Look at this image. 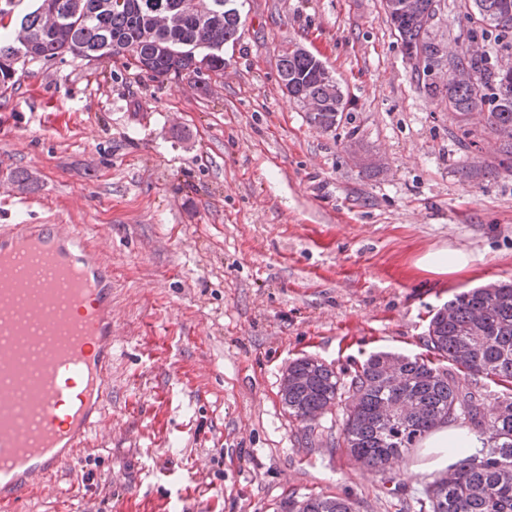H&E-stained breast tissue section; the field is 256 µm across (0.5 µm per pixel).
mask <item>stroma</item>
<instances>
[{
    "label": "stroma",
    "mask_w": 512,
    "mask_h": 512,
    "mask_svg": "<svg viewBox=\"0 0 512 512\" xmlns=\"http://www.w3.org/2000/svg\"><path fill=\"white\" fill-rule=\"evenodd\" d=\"M208 85L119 59L17 64L0 84V224H85L112 258V392L83 462L30 512H283L311 494L418 512L429 473L334 446L343 411L291 418L281 377L315 357L349 378L378 351L427 353L461 291L512 280V156L482 115L429 98L382 0H238ZM456 0L432 34L470 45ZM299 44L348 102L312 126L278 58ZM22 171L25 182L8 175ZM457 250L459 273L420 268Z\"/></svg>",
    "instance_id": "obj_1"
}]
</instances>
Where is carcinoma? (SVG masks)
Instances as JSON below:
<instances>
[{
    "mask_svg": "<svg viewBox=\"0 0 512 512\" xmlns=\"http://www.w3.org/2000/svg\"><path fill=\"white\" fill-rule=\"evenodd\" d=\"M60 21L49 25L43 0L9 27L11 2L0 3V82L15 74L19 60L53 59L70 54L82 59L122 58L126 66L156 76L188 75L207 83L224 74V45L237 40L240 12L216 9V0H51ZM422 8L388 14L401 42L403 57L414 74L417 60L436 59L438 45L428 26L431 0ZM504 0H461L465 18L471 12L492 13L490 27L512 30V8L496 11ZM455 69L469 70L475 81L448 79L423 88L432 98L446 101L448 111L462 118L486 113L491 130L505 138L512 154V69L496 70L490 57L464 54L448 59ZM279 77L288 78V95L300 93L314 102L310 121L329 131L339 124L346 107L344 96L329 91L320 60L291 45L278 59ZM427 348L456 367L451 371L428 357L399 361L398 385L385 384L387 352L370 355L361 370L347 381L325 363L302 357L288 366L295 383L282 395L288 414L312 423L322 409L344 401L342 445L351 460L381 473L384 464L410 452L420 438L442 423L466 424L480 433L490 429L484 448H467L465 457L427 483L418 498L419 512H512V397L499 403L497 414L485 422L481 414V386L460 388L456 372L464 371L495 384L512 385V282H498L464 291L430 319ZM401 404L411 408L402 418L382 420L378 409ZM285 512H357L355 502L335 495H310L288 500Z\"/></svg>",
    "mask_w": 512,
    "mask_h": 512,
    "instance_id": "carcinoma-1",
    "label": "carcinoma"
}]
</instances>
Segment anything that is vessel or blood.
Here are the masks:
<instances>
[{
	"label": "vessel or blood",
	"instance_id": "b4317fda",
	"mask_svg": "<svg viewBox=\"0 0 512 512\" xmlns=\"http://www.w3.org/2000/svg\"><path fill=\"white\" fill-rule=\"evenodd\" d=\"M112 261L82 224L0 225V512L79 466L112 387Z\"/></svg>",
	"mask_w": 512,
	"mask_h": 512
}]
</instances>
